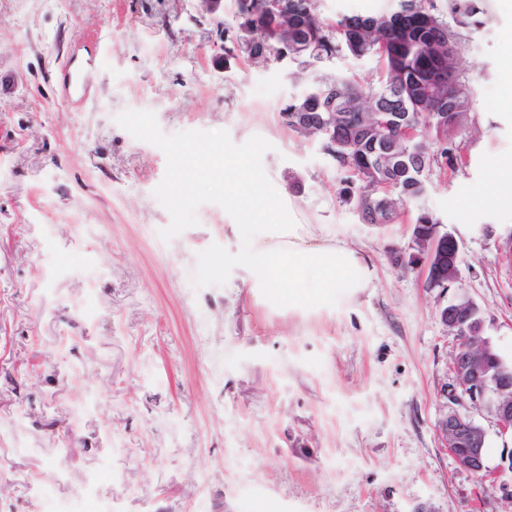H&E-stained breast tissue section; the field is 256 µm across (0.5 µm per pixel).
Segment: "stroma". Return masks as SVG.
<instances>
[{"mask_svg": "<svg viewBox=\"0 0 512 512\" xmlns=\"http://www.w3.org/2000/svg\"><path fill=\"white\" fill-rule=\"evenodd\" d=\"M397 0H318L329 21ZM202 0H0V512H512V438L487 432L485 477L438 431L458 344L440 308L465 295L512 363V266L480 191L512 160V86L491 14L462 41L472 89L465 162L431 168L389 224L365 223L349 170L280 109L315 77L381 79L349 55L294 77L220 58ZM86 68L85 96L66 74ZM509 117L484 131L483 112ZM276 191L267 219L370 260L372 284L301 311L251 288L227 254L214 161ZM428 211L462 248L429 287L410 263Z\"/></svg>", "mask_w": 512, "mask_h": 512, "instance_id": "1", "label": "stroma"}]
</instances>
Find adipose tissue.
I'll return each mask as SVG.
<instances>
[{
  "mask_svg": "<svg viewBox=\"0 0 512 512\" xmlns=\"http://www.w3.org/2000/svg\"><path fill=\"white\" fill-rule=\"evenodd\" d=\"M215 175L224 182V210L232 216L233 232L247 236L241 261L253 287L286 289L297 303L312 297L323 301L339 291L353 299L370 288L369 260L360 251L316 236L293 213L281 223H267L264 185L243 165L225 163L216 167ZM303 274L311 277L314 294L299 290L297 279Z\"/></svg>",
  "mask_w": 512,
  "mask_h": 512,
  "instance_id": "ef3b65f1",
  "label": "adipose tissue"
}]
</instances>
